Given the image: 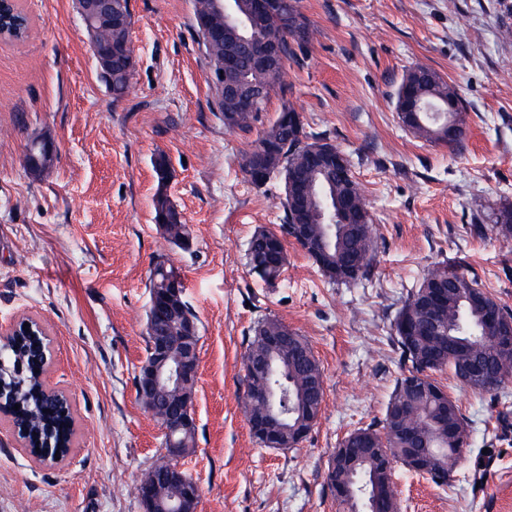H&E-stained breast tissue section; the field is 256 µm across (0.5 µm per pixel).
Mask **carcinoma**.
<instances>
[{
    "mask_svg": "<svg viewBox=\"0 0 512 512\" xmlns=\"http://www.w3.org/2000/svg\"><path fill=\"white\" fill-rule=\"evenodd\" d=\"M250 0H234L235 15L215 13L211 0H195L196 25L207 24L217 30H225L232 24H246L247 33L262 41L277 43L283 61L271 68L256 72L250 64V44L238 46L240 71L239 84L255 92L258 107L253 112L241 109L238 102L215 89L217 104L224 115V128L228 131H249L259 121L261 112L275 92L281 94V110L265 127L252 148L241 156V167L248 173L259 167L256 160L260 145L268 144L273 153L267 158L275 163L273 176L288 180V174L305 167L307 154L313 147L338 151L325 132L306 133L302 115L288 99V86L281 81L285 61L297 56L311 39V29L300 13L296 0H284V7L277 15H254L249 12ZM94 41L101 47L112 46L127 56L134 55L129 38V28L98 27ZM223 41L214 42L205 49L212 75L224 69ZM131 73L120 64L112 65L113 99L122 98L128 90ZM409 87L416 99L437 108L435 112H400L402 124L416 135L435 143H444L443 125L448 113L443 106L456 102L461 117L463 103L455 86L445 82L434 70L416 65L406 70L398 91ZM310 197L306 210L301 212L289 200L282 203L283 217L279 229H260L248 243L246 259L250 271L269 283L279 278L286 263L284 237L296 239L304 250L314 247L320 251L319 268L331 281L335 275L346 271H358L359 275L344 283L354 284L367 277L371 256L376 247V233L363 200L358 182L350 171L332 165L320 174H309ZM155 218L165 219L176 232L165 240L177 247L188 245L186 225L179 213L172 209L167 213L155 211ZM495 224L504 237L512 236V205L499 210ZM447 289L448 299L436 317L429 318L423 311V301L436 286ZM491 310L508 322L512 311L498 303L483 290L477 275L459 268L440 264L432 268L420 285L412 289L398 312L394 328L401 359L410 364L409 374L400 378L386 407L382 430L373 426L350 433L340 447L357 458L360 474L354 475L336 460H331L326 485L339 505L346 512H357V503L343 488L352 487L356 492L365 489L363 512H391L396 499L390 488L389 473L382 462L411 465L412 453L419 454L424 473L438 483L448 480L451 473L470 455L468 423L458 405L441 388L431 373L445 369L461 382H466L463 362L468 359L482 364L485 371L499 377L494 387L484 385L473 391L498 399L500 389L512 378V347L492 344L487 338L484 316ZM284 324L274 318L258 322L254 334L248 340L243 362H250L266 354V340L278 336ZM37 337L20 336L13 344L0 346L4 353L0 366V383L13 389V403L19 405L18 413L35 415L26 426V439L43 454H65L68 443L67 420L57 404L38 393ZM268 355V354H266ZM276 370L265 375H244L243 404L249 421L261 420L268 408L261 399L272 391L281 412L278 438H304L315 425L321 405H311V382L322 380L321 368L307 340L293 333V345L288 357L279 353L268 355ZM424 378L427 391L419 392L408 385L414 378Z\"/></svg>",
    "mask_w": 512,
    "mask_h": 512,
    "instance_id": "carcinoma-1",
    "label": "carcinoma"
}]
</instances>
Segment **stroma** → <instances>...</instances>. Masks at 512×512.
I'll return each mask as SVG.
<instances>
[{
	"instance_id": "obj_1",
	"label": "stroma",
	"mask_w": 512,
	"mask_h": 512,
	"mask_svg": "<svg viewBox=\"0 0 512 512\" xmlns=\"http://www.w3.org/2000/svg\"><path fill=\"white\" fill-rule=\"evenodd\" d=\"M128 4L135 69L118 101L74 0H17L27 34L0 38V327L45 330L43 381L74 422L70 454L42 461L0 415V512H145L135 488L165 448L136 377L161 254L199 321L196 445L180 460L200 486L197 512H342L329 462L383 419L408 370L394 330L408 292L460 261L512 309V237L491 219L512 204V0H299L313 36L283 81L306 132H326L349 158L377 233L372 272L350 287L291 239L275 283L251 273L248 243L280 224L283 185L255 187L240 168L257 134L224 128L194 0ZM417 64L458 88L460 149L400 122L397 90ZM36 138L54 155L34 174ZM160 195L188 224V249L162 237ZM264 318L304 336L323 374L317 423L293 448L262 446L244 412L241 357ZM433 378L468 422L470 458L444 485L393 464L399 512H512V383L502 404L450 371Z\"/></svg>"
}]
</instances>
